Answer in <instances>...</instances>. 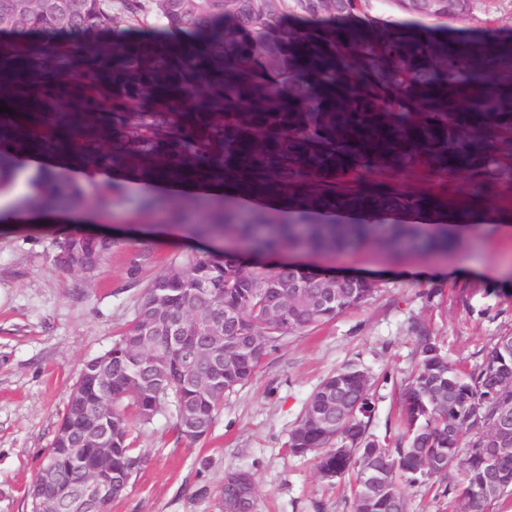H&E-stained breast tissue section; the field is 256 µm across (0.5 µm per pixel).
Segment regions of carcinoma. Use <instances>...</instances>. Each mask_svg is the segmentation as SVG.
Listing matches in <instances>:
<instances>
[{
  "mask_svg": "<svg viewBox=\"0 0 512 512\" xmlns=\"http://www.w3.org/2000/svg\"><path fill=\"white\" fill-rule=\"evenodd\" d=\"M55 0L12 23H0V97L24 102V119L0 121V193L16 180L18 158L45 145L44 115L72 112L84 138L70 148L73 162L108 166L144 181L192 182L203 175L226 187L202 201L203 222L185 229L201 242L236 241L240 252L201 254L169 265L144 288L135 317L112 347L83 364L68 407L46 449L37 481L60 492L88 479L128 486L147 460L132 444L129 416L149 424L171 403L176 430L199 440L211 430L224 395L245 385L262 355L248 340L260 336L265 352L288 336L359 306L374 287L331 282L337 299L315 309L296 298L282 322L268 315L266 299L281 303L288 282H323L304 266L269 267L261 259L305 248L344 250L368 243L402 246L404 224L342 223L336 209L389 215L435 211L455 224L464 209L448 196L445 177L467 173L471 182L512 197V77L493 86L487 68L512 73V43L473 40L468 50L442 38L389 22L369 30L336 21L361 13L370 0H340L328 12L322 0H85L78 16L60 15ZM396 9L422 23L448 21V3L426 14L408 0ZM300 21L285 22L288 12ZM122 15L133 25L156 21L151 42L110 45L87 35L109 31ZM84 82L69 81L74 72ZM362 172L372 174L366 182ZM430 181L404 190L399 177ZM33 210L75 207L84 190L62 171L37 169L26 179ZM285 196L280 208L257 210L244 221V196ZM455 233L439 229L423 245L446 250ZM80 259L104 261L112 238L78 232L59 239ZM209 311L224 325L223 369L212 368L211 342L197 334L192 316ZM184 329L183 345L195 351V370L181 369L164 337L142 340L153 317ZM418 367L401 401L395 446L381 447L368 432L371 376L348 363L308 397L288 450L320 452L319 474L356 471L353 512H406L399 481L425 482L455 472L448 494L459 512L512 494V430L496 427L512 414V335L464 373L448 361L436 339L416 340ZM508 448L493 466L486 449ZM224 473L219 508L257 512V494L241 495L236 474ZM36 512H66L50 497L31 494Z\"/></svg>",
  "mask_w": 512,
  "mask_h": 512,
  "instance_id": "cac0c4a2",
  "label": "carcinoma"
}]
</instances>
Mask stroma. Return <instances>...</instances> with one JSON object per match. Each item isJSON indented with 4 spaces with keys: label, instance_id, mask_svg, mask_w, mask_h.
Returning <instances> with one entry per match:
<instances>
[{
    "label": "stroma",
    "instance_id": "obj_1",
    "mask_svg": "<svg viewBox=\"0 0 512 512\" xmlns=\"http://www.w3.org/2000/svg\"><path fill=\"white\" fill-rule=\"evenodd\" d=\"M487 32L512 38V0H473L468 19L449 23L447 36L464 43ZM69 174L81 182L88 209L107 185L116 187L106 211L112 250L93 277L57 263L67 225L0 223V512H32L28 488L84 361L111 347L158 272L196 250L180 225L166 221L172 196L158 195L145 213L139 200L147 185L109 174L88 179L76 167ZM449 182L483 219L448 252L372 244L289 253V260L323 271L370 279L374 292L270 352L249 384L225 395L207 437L178 436L170 407L151 424L134 425L136 444L149 458L110 512H219L217 497L199 499L193 490L203 479L219 489L225 469L234 467L253 473L259 512H353L354 473L323 480L315 454L287 449L312 391L344 364L369 369V430L382 440L396 431L419 331L436 336L464 369L481 362L496 336L512 334V230H503L512 227V202L485 197L461 173ZM401 490L408 512H456L444 482L405 483Z\"/></svg>",
    "mask_w": 512,
    "mask_h": 512
}]
</instances>
